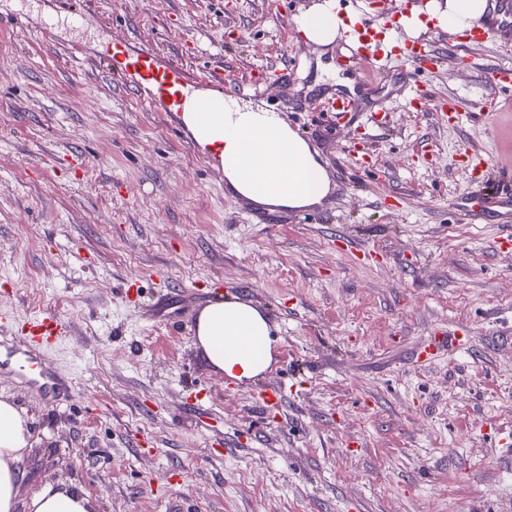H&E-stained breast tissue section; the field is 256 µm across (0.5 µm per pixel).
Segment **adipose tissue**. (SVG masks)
I'll list each match as a JSON object with an SVG mask.
<instances>
[{
    "label": "adipose tissue",
    "instance_id": "ef3b65f1",
    "mask_svg": "<svg viewBox=\"0 0 512 512\" xmlns=\"http://www.w3.org/2000/svg\"><path fill=\"white\" fill-rule=\"evenodd\" d=\"M489 0H446L427 14L440 29L456 33L486 17ZM295 23L307 41L331 51L341 34L334 0L300 14ZM212 112L183 114L194 140L217 154L230 188L262 206L299 208L320 202L329 191L324 169L308 144L275 112L214 96ZM197 341L210 363L228 378L246 382L263 373L273 360L266 317L240 301H217L198 316ZM32 446V432L23 409L0 398V512H90L78 492L44 486L22 499L20 465Z\"/></svg>",
    "mask_w": 512,
    "mask_h": 512
}]
</instances>
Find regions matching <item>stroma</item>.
Here are the masks:
<instances>
[{
	"label": "stroma",
	"mask_w": 512,
	"mask_h": 512,
	"mask_svg": "<svg viewBox=\"0 0 512 512\" xmlns=\"http://www.w3.org/2000/svg\"><path fill=\"white\" fill-rule=\"evenodd\" d=\"M318 2L0 0V336L57 312L70 333L45 364L75 383L50 405L0 372V397L33 434L23 498L53 484L81 490L92 512H512V260L498 248L512 214L471 224L459 210L472 191L463 150L485 155L490 180L512 177L474 107L493 92L484 69L512 65V27L461 52L428 29L443 62L420 82L460 97L462 123L414 111L388 74L361 93L392 103L372 131L325 108L334 86L295 26ZM116 35L201 85L217 58L229 83L289 66L288 84L270 76L249 99L317 150L325 199L301 219L236 196L190 132L94 59ZM353 146L373 176L351 173ZM73 155L86 159L75 176ZM363 249L383 262L360 264ZM155 268L194 290L192 314L234 299L268 318L269 373L292 388L277 415L255 406L263 378H227L175 322ZM455 326L470 346L413 365L426 336ZM201 390L212 418L186 408Z\"/></svg>",
	"instance_id": "stroma-1"
}]
</instances>
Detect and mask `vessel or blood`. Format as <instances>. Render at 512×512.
I'll return each instance as SVG.
<instances>
[{
  "mask_svg": "<svg viewBox=\"0 0 512 512\" xmlns=\"http://www.w3.org/2000/svg\"><path fill=\"white\" fill-rule=\"evenodd\" d=\"M493 9L489 19L474 23L454 41L460 46H471L486 41L496 26L512 23V0H491ZM411 7L386 14L382 22H375L363 5L341 14V36L346 54L342 64L348 68L368 65L373 71H388L394 63L405 67V88L415 100L419 112L435 113L445 124L458 122L462 108L456 97L436 100L420 97L419 77L434 71L441 55L426 38H409L404 34L405 21L411 18ZM97 59L114 78L134 91L138 102L146 103L153 111L169 119H181L185 110L187 93L193 84L190 74L179 64L147 45H133L127 39L113 37L111 45L98 52ZM212 87L220 95L244 96L253 91V84L228 85L224 82V66L215 63L209 72ZM329 108L337 112L369 111L374 124H383L387 117L386 104L365 109L359 97L339 95L331 99ZM512 211V189L480 193L469 196L461 204L465 220L474 224L484 222L495 209ZM68 324L54 312L46 310L29 319L16 336L0 340V368L13 370L40 388L47 403L56 404L69 397L72 380L55 371L45 370L42 356L53 342L64 337ZM468 334L460 329L438 331L428 337L413 353L412 360L421 366L431 365L449 347L468 343ZM288 394V387L277 378H270L259 392L257 399L263 410L281 409Z\"/></svg>",
  "mask_w": 512,
  "mask_h": 512,
  "instance_id": "obj_1",
  "label": "vessel or blood"
}]
</instances>
